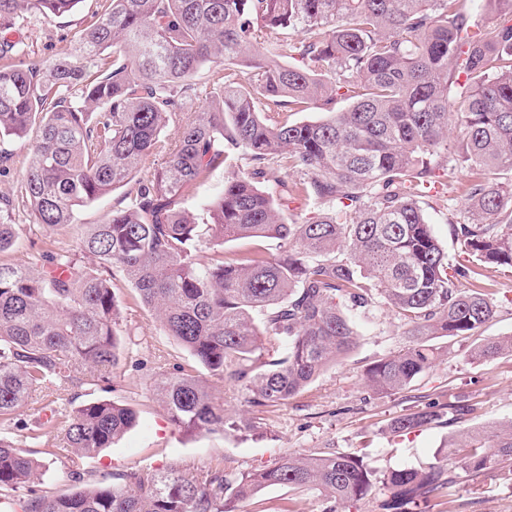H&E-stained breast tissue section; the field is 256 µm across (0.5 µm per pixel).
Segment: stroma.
<instances>
[{
	"label": "stroma",
	"mask_w": 512,
	"mask_h": 512,
	"mask_svg": "<svg viewBox=\"0 0 512 512\" xmlns=\"http://www.w3.org/2000/svg\"><path fill=\"white\" fill-rule=\"evenodd\" d=\"M104 0H80L71 12L54 18L24 14L16 22L11 39L21 41V61L52 62L67 52L74 35L89 26L102 10ZM35 144L34 136L8 139L0 146L9 153L0 165V206L8 205L9 221L19 238L0 262L30 265L43 252L76 251L87 227L101 223L113 206L128 194L127 188L111 192L90 206L80 208L74 224L45 231L36 224L22 201L19 180ZM473 174L467 167L438 173L426 193L431 207L432 229L448 253L450 263L466 259L450 234L448 217L466 218L465 188ZM483 281L496 305L495 317L485 329L489 336H512V274L486 271ZM113 291L122 316V343L108 383L88 390L65 384L50 396L34 397L20 411L28 427H36L51 411H69L96 399H108L133 408L138 423L111 447L102 449L80 468L85 483H111L114 475L132 470L190 466L205 469L217 464L229 472H250L272 466L284 452H325L361 455L378 472L398 467H420L444 457L452 435L470 427L512 421V356L475 359L477 336L437 338L443 356L406 389L380 394L365 384L366 370L378 359L409 345L407 327L385 304L372 307L359 329L357 344L341 362L322 372L310 385L288 401L259 412L264 437L234 439L220 433H187L171 424L167 412L152 395L154 383L178 370L194 372L200 365L190 352L166 336L154 316L140 302L138 292L114 273ZM468 395L473 411L455 425H437L409 434H392L390 421L420 409L431 401H450ZM56 453L38 485L40 494L62 496L76 487L69 478L70 454L62 430L49 443L33 442V458L45 460L46 448ZM322 512L323 502L314 491L272 486L245 505L246 512ZM428 512H512V477L503 472L462 475L448 498L430 503Z\"/></svg>",
	"instance_id": "stroma-1"
}]
</instances>
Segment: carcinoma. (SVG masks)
I'll return each instance as SVG.
<instances>
[{
  "label": "carcinoma",
  "mask_w": 512,
  "mask_h": 512,
  "mask_svg": "<svg viewBox=\"0 0 512 512\" xmlns=\"http://www.w3.org/2000/svg\"><path fill=\"white\" fill-rule=\"evenodd\" d=\"M81 0H0V28L28 12L47 18ZM461 0H105L97 21L50 64L0 65V140L37 142L20 180L35 222L72 224L79 208L162 164L91 224L79 252L42 254L28 267L0 263V498L23 512H244L269 486L316 491L336 505L380 488V512H414L448 496L460 473L512 471V421L470 430L450 443L455 459L382 475L344 454L285 453L239 475L221 467L171 466L119 474L111 484L48 498L36 490L46 465L23 441H40L50 419L24 437L18 412L61 384L93 388L118 359L117 269L164 332L202 371L164 376L154 395L190 431L261 437V422L217 401L209 378H228L253 408L282 403L353 349L361 315L381 300L408 326V348L366 371L367 386L400 391L432 367V340L473 336L495 314L479 268H512V0H486L503 20L478 35ZM214 67L208 105L162 139L172 112L198 96L195 76ZM346 106L338 109L336 102ZM317 104L326 116L288 112ZM459 127L463 150L448 145ZM249 168L224 181L199 218L183 199L231 155ZM464 165L470 218L448 220L467 262L452 264L422 206L435 172ZM277 167L294 178L261 188ZM302 196L317 215L288 222ZM275 238L282 250L224 244ZM16 225L0 217V252ZM210 251L208 261L200 258ZM473 283L460 288L455 280ZM512 354V336L491 337L477 359ZM468 400L432 402L395 418L410 433L451 425ZM134 409L110 400L63 415L79 459L136 426Z\"/></svg>",
  "instance_id": "1"
}]
</instances>
